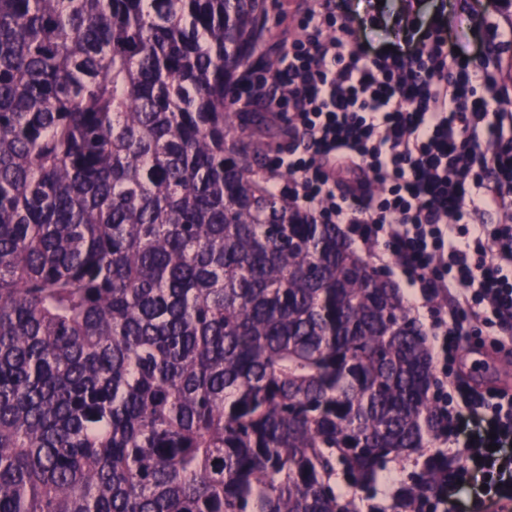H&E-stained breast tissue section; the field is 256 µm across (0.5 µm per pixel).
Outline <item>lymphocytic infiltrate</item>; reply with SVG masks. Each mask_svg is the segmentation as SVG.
Instances as JSON below:
<instances>
[{"label":"lymphocytic infiltrate","instance_id":"1","mask_svg":"<svg viewBox=\"0 0 512 512\" xmlns=\"http://www.w3.org/2000/svg\"><path fill=\"white\" fill-rule=\"evenodd\" d=\"M280 37L287 49L273 80L243 77L233 98L287 116L290 145L274 166L293 184L290 203L348 225L366 249L383 247L420 293L443 385L438 442L464 441L461 463L441 469L409 512L458 507L472 468L486 473L488 495L512 502V394L471 387L453 369L460 337L512 348V110L503 107L512 90L502 63L463 60L441 32L370 51L330 0L283 20ZM490 213L498 223L485 222ZM445 293L448 310L432 303Z\"/></svg>","mask_w":512,"mask_h":512}]
</instances>
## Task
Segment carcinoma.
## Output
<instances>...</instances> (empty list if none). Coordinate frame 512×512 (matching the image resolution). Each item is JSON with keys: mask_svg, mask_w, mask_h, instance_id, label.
Returning a JSON list of instances; mask_svg holds the SVG:
<instances>
[{"mask_svg": "<svg viewBox=\"0 0 512 512\" xmlns=\"http://www.w3.org/2000/svg\"><path fill=\"white\" fill-rule=\"evenodd\" d=\"M266 18L0 0V512H352L435 432L399 289L258 178Z\"/></svg>", "mask_w": 512, "mask_h": 512, "instance_id": "obj_1", "label": "carcinoma"}]
</instances>
